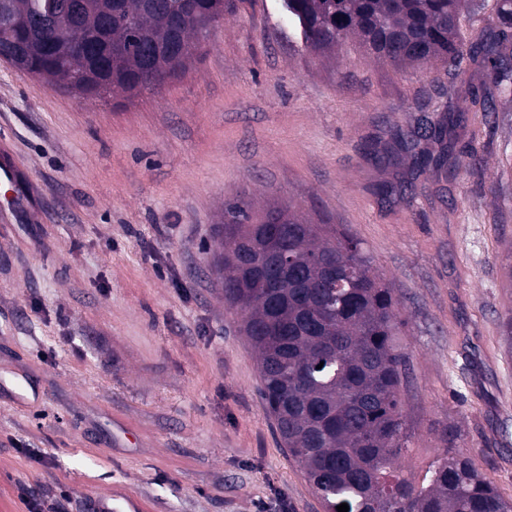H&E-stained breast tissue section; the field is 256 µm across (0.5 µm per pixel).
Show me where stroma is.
<instances>
[{"label": "stroma", "instance_id": "1", "mask_svg": "<svg viewBox=\"0 0 512 512\" xmlns=\"http://www.w3.org/2000/svg\"><path fill=\"white\" fill-rule=\"evenodd\" d=\"M278 3L235 0L178 76L130 100L0 61V138L39 191L0 239V364L49 391L0 402V512H27L26 496L60 512H325L210 268L235 200L361 242L399 299L404 474L422 482L451 427L512 500V99L491 121L461 115L480 174L375 164L369 147L447 91L445 66L397 68L355 38L306 51Z\"/></svg>", "mask_w": 512, "mask_h": 512}]
</instances>
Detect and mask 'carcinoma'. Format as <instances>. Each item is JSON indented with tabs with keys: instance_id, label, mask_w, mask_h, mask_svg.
I'll list each match as a JSON object with an SVG mask.
<instances>
[{
	"instance_id": "carcinoma-1",
	"label": "carcinoma",
	"mask_w": 512,
	"mask_h": 512,
	"mask_svg": "<svg viewBox=\"0 0 512 512\" xmlns=\"http://www.w3.org/2000/svg\"><path fill=\"white\" fill-rule=\"evenodd\" d=\"M55 0H6L0 60L29 75H50L80 97L131 95L176 76L224 19L233 0H72L67 41L52 18ZM288 32L309 51L352 37L399 67L440 59L458 104L414 131L396 127L373 158H408L423 171L448 162L457 113L512 94V0H496L495 27L475 40L474 0H281ZM265 223L243 201L227 204L215 250L224 301L256 355L260 395L283 447L326 512H512L470 454L444 450L422 483L397 472L406 448L401 385L405 354L393 289L374 275L361 243L327 224H305L290 209ZM288 268L268 287L266 259Z\"/></svg>"
}]
</instances>
